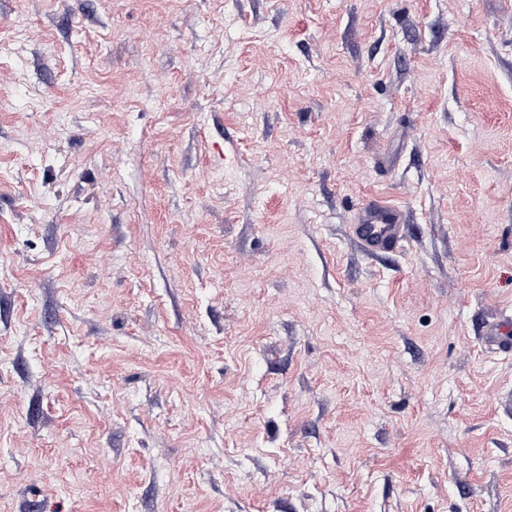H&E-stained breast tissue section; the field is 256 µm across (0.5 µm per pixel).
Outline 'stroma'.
Returning <instances> with one entry per match:
<instances>
[{
  "mask_svg": "<svg viewBox=\"0 0 512 512\" xmlns=\"http://www.w3.org/2000/svg\"><path fill=\"white\" fill-rule=\"evenodd\" d=\"M509 313L512 0H0V512H512ZM401 211L379 201H368L360 209L358 223L353 233L359 244L369 254L395 249L404 239ZM512 323L509 319H500L493 324L485 325L484 335L489 336V340L493 345L507 348L509 343L512 344Z\"/></svg>",
  "mask_w": 512,
  "mask_h": 512,
  "instance_id": "35a3bbf8",
  "label": "stroma"
}]
</instances>
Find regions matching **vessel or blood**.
Returning <instances> with one entry per match:
<instances>
[{"mask_svg": "<svg viewBox=\"0 0 512 512\" xmlns=\"http://www.w3.org/2000/svg\"><path fill=\"white\" fill-rule=\"evenodd\" d=\"M353 233L367 253L393 250L404 239L402 214L394 206L379 201L366 202L360 209ZM484 333L492 344L508 347L512 344V320L505 318L486 325Z\"/></svg>", "mask_w": 512, "mask_h": 512, "instance_id": "1", "label": "vessel or blood"}]
</instances>
